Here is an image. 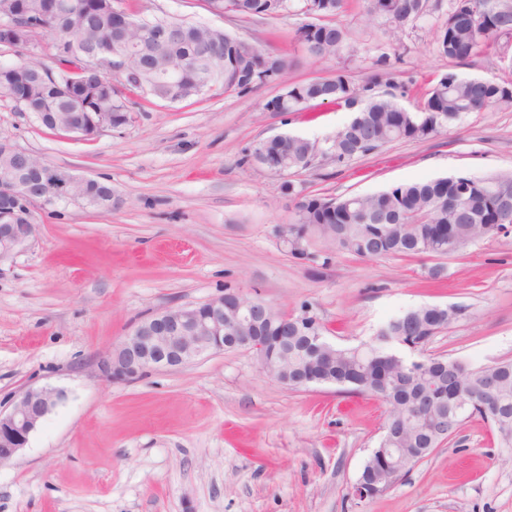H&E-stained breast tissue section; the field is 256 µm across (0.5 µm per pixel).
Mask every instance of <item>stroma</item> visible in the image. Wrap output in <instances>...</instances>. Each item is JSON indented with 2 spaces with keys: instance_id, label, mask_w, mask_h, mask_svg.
Wrapping results in <instances>:
<instances>
[{
  "instance_id": "stroma-1",
  "label": "stroma",
  "mask_w": 512,
  "mask_h": 512,
  "mask_svg": "<svg viewBox=\"0 0 512 512\" xmlns=\"http://www.w3.org/2000/svg\"><path fill=\"white\" fill-rule=\"evenodd\" d=\"M143 18L170 16L232 33L285 56V83L361 78L389 45L365 0L341 21L348 51L314 62L299 43V15L242 22L201 0H127ZM450 0H429L403 38L399 102L420 93L447 59L435 49ZM465 79L511 80L512 38L453 66ZM284 85L248 95L210 90L167 103L131 93L132 120L95 141L42 128L0 104V139L72 174L112 187V207L37 210L36 237L0 264V407L30 387L66 391L20 457L0 465V512H512V461L489 424L467 420L456 438L385 494L355 500L351 487L374 448L385 407L330 384L293 390L244 349L171 371L109 381L98 362L135 324L170 306L198 305L236 288L288 311L313 306L340 347L371 340L391 318L426 305L463 311L424 355L473 367L512 360V234L483 240L465 258L360 259L342 253L311 272L277 236L292 203L283 190L372 194L454 175L512 173V107L469 112L423 141L394 142L337 167L291 174L242 164L245 148L280 134L319 143L351 119L323 103L269 112Z\"/></svg>"
}]
</instances>
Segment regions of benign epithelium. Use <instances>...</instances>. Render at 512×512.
Segmentation results:
<instances>
[{
    "label": "benign epithelium",
    "mask_w": 512,
    "mask_h": 512,
    "mask_svg": "<svg viewBox=\"0 0 512 512\" xmlns=\"http://www.w3.org/2000/svg\"><path fill=\"white\" fill-rule=\"evenodd\" d=\"M16 205L32 208L45 202L43 183L21 181ZM37 224L8 222L0 216V262L24 250L35 237ZM225 315L224 296L198 305L171 306L140 320L120 345L99 361L103 376L112 380L138 377L149 370H176L192 361L245 348L257 362L266 360V346L258 336L224 345V336L254 330L269 319L273 306L242 291ZM66 398L60 388H29L18 394L9 409L0 410V465L13 462L51 410Z\"/></svg>",
    "instance_id": "1"
}]
</instances>
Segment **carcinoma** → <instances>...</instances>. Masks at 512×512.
<instances>
[{
	"instance_id": "cac0c4a2",
	"label": "carcinoma",
	"mask_w": 512,
	"mask_h": 512,
	"mask_svg": "<svg viewBox=\"0 0 512 512\" xmlns=\"http://www.w3.org/2000/svg\"><path fill=\"white\" fill-rule=\"evenodd\" d=\"M208 10L222 8L241 20L294 13L307 18L297 29L298 40L316 60L339 55L347 47L348 30L338 20L346 0H203ZM368 14L383 21L393 53H381L372 73L359 80L347 73L333 78L291 84L288 94L267 101L269 112H301L316 101L355 112L335 137L321 146L284 135L258 141L245 149L251 163L262 153L288 170H305L322 157L338 166L372 154L401 140H425L448 123L474 111L512 106V82L467 80L453 70L442 73L426 91L415 112L402 107L395 95L380 90L396 85L403 36L424 18L427 0H366ZM124 7V0H0V40L11 36L14 47L40 48L10 64L0 63V103L32 114L45 129L59 133L72 112H94L114 128L130 121L131 109L115 84L112 55L126 57L137 72L132 88L166 102H180L214 82L247 95L279 81L288 64L284 57L263 52L251 43L220 30L183 20H167L171 37L155 45L162 24ZM512 36V0H452L439 26L435 48L450 63L468 59L478 48L491 49ZM101 69L87 66L89 55ZM50 168L55 182L70 179L69 171L34 159L27 177L36 180ZM18 169L10 143H0V184L11 185ZM283 188L292 198L288 253L299 260L327 266L333 254L360 258H420L446 254L464 256L474 242L512 231V175L477 179L466 175L405 183L367 195L298 194L292 182ZM82 203L95 209L112 205V186L98 180L85 188ZM288 320L296 346L288 371L279 382L292 389L328 381L352 395L373 393L387 407L382 436L387 448H400L415 461L432 454L443 426L454 437L464 422L479 417L490 423L503 448H512V361L479 368L442 356L422 357L400 368L391 354L398 341L423 347L441 328L458 320L454 306L424 305L389 320L374 341L354 347L322 350L308 340L328 332L325 323L304 303L300 313L277 311Z\"/></svg>"
}]
</instances>
